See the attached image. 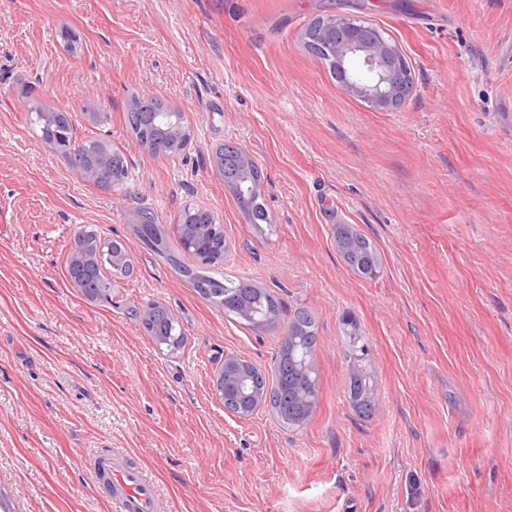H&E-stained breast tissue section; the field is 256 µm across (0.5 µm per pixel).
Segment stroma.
<instances>
[{"instance_id":"35a3bbf8","label":"stroma","mask_w":512,"mask_h":512,"mask_svg":"<svg viewBox=\"0 0 512 512\" xmlns=\"http://www.w3.org/2000/svg\"><path fill=\"white\" fill-rule=\"evenodd\" d=\"M340 12L402 47L399 108L371 109L304 49ZM136 98L179 108L191 145L140 150ZM37 106L121 148L129 190L81 177L30 124ZM222 145L258 164L273 234L217 173ZM189 204L223 224V272L277 297L279 328L225 315L139 240L141 210L172 236ZM341 222L374 243L376 278L343 261ZM86 228L131 254L108 304L67 276ZM151 302L180 351L145 333ZM301 309L310 421L225 413V355L272 373ZM352 331L369 415L347 396ZM101 452L143 468L162 512H512V0H0V512H116Z\"/></svg>"}]
</instances>
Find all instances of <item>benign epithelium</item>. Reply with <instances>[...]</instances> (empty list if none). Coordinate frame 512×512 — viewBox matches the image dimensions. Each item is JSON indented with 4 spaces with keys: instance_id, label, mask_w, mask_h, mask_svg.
Wrapping results in <instances>:
<instances>
[{
    "instance_id": "benign-epithelium-1",
    "label": "benign epithelium",
    "mask_w": 512,
    "mask_h": 512,
    "mask_svg": "<svg viewBox=\"0 0 512 512\" xmlns=\"http://www.w3.org/2000/svg\"><path fill=\"white\" fill-rule=\"evenodd\" d=\"M312 37L323 41V52L329 63L343 72L341 87L362 98L371 108L392 110L413 92L411 71L399 68L402 49L364 16L338 13L321 17L305 34L304 41ZM165 133L176 150H183L186 130L180 121L168 123ZM243 368L244 360L227 354L213 381L215 399L224 405L226 413L238 418H247L271 402L268 389L254 390L253 402L247 408L236 406L224 398V379Z\"/></svg>"
}]
</instances>
